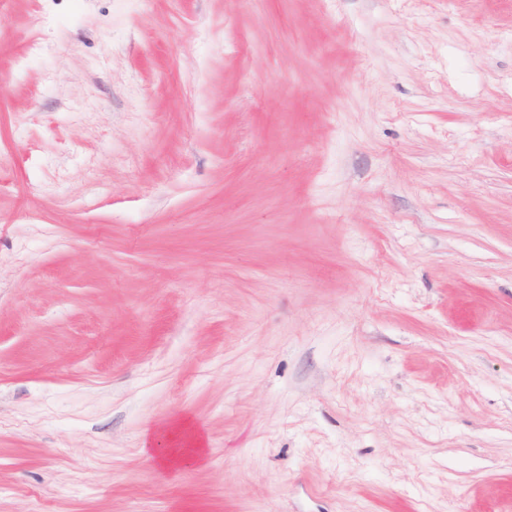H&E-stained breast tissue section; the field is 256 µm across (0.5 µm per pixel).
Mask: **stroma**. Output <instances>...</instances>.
I'll return each mask as SVG.
<instances>
[{"instance_id": "obj_1", "label": "stroma", "mask_w": 512, "mask_h": 512, "mask_svg": "<svg viewBox=\"0 0 512 512\" xmlns=\"http://www.w3.org/2000/svg\"><path fill=\"white\" fill-rule=\"evenodd\" d=\"M0 512H512V0H0Z\"/></svg>"}]
</instances>
